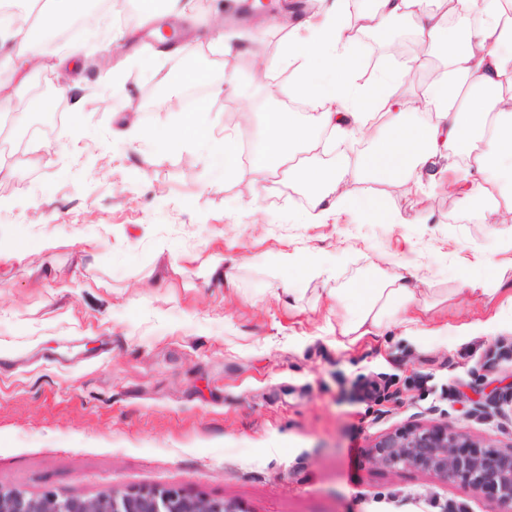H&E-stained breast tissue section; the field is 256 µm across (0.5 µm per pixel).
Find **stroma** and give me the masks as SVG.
<instances>
[{
	"mask_svg": "<svg viewBox=\"0 0 512 512\" xmlns=\"http://www.w3.org/2000/svg\"><path fill=\"white\" fill-rule=\"evenodd\" d=\"M246 0H198L180 31L145 0H124L132 21L119 46L112 19L58 46L77 68L0 71L15 104L0 135L27 137L0 179V487L95 498L170 488L235 512H500L430 471H398L373 450L388 434L448 425L482 444L512 445V318L491 333L458 334L500 306L476 285L512 283L501 233L447 179L380 186L386 212H344L299 223L303 186L278 176L225 179L207 146L159 151L152 132L198 119L211 141L249 118L262 137L272 92L263 61L280 55L291 24L239 20ZM232 50L222 53L214 42ZM416 46L404 20L386 37L364 31L359 76L396 68L392 45ZM231 78L194 110L188 83ZM77 81L59 125L31 135L20 107L40 83ZM53 248L41 249L42 239ZM295 251L327 275L282 269ZM222 276L202 277L211 255ZM416 261L418 288L439 306L419 323L340 343L337 289ZM286 293H275L281 283ZM382 398L359 401L355 385Z\"/></svg>",
	"mask_w": 512,
	"mask_h": 512,
	"instance_id": "stroma-1",
	"label": "stroma"
}]
</instances>
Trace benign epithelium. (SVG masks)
<instances>
[{
  "mask_svg": "<svg viewBox=\"0 0 512 512\" xmlns=\"http://www.w3.org/2000/svg\"><path fill=\"white\" fill-rule=\"evenodd\" d=\"M295 9L288 0H263L247 13ZM378 460L397 470L431 471L458 480L473 495L496 498L501 512H512V448L504 451L471 440L446 425L415 427L382 437L375 444ZM0 512H232L222 501L193 499L173 490L96 498L61 497L46 491L38 497L0 490Z\"/></svg>",
  "mask_w": 512,
  "mask_h": 512,
  "instance_id": "benign-epithelium-1",
  "label": "benign epithelium"
}]
</instances>
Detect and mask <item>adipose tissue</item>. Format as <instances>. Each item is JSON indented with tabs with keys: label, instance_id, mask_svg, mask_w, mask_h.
Wrapping results in <instances>:
<instances>
[{
	"label": "adipose tissue",
	"instance_id": "adipose-tissue-1",
	"mask_svg": "<svg viewBox=\"0 0 512 512\" xmlns=\"http://www.w3.org/2000/svg\"><path fill=\"white\" fill-rule=\"evenodd\" d=\"M506 0H455L458 13L481 9L477 28L463 35L448 25L441 0H373L365 13L368 28L388 34L390 23L411 20L427 54L445 58L446 68L425 91L430 120L397 111V80L379 73L368 84L356 82L354 36L343 21L345 0H332L322 18L307 19L304 32L289 36L273 67L290 70L289 96L310 102V113L277 112L255 142L250 169L258 175L287 167L288 176L311 188L307 219H326L355 210L373 217L385 209L375 193L351 194L347 183H397L436 176L442 168L464 167L470 194L487 201L486 223L512 213V12ZM89 0H45L28 27L0 31V43L13 52L0 64L19 69L47 64L42 48L48 29L87 18ZM328 139L362 136L370 147L354 164L294 160L297 149L318 150ZM353 312L336 325L339 335L380 336L392 326L417 323L422 304L411 278L381 271L350 288Z\"/></svg>",
	"mask_w": 512,
	"mask_h": 512
}]
</instances>
